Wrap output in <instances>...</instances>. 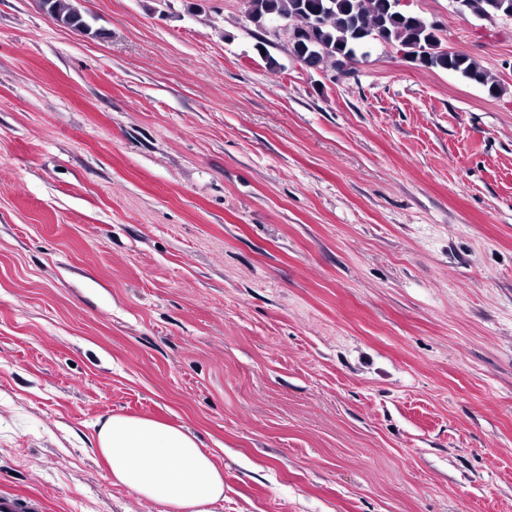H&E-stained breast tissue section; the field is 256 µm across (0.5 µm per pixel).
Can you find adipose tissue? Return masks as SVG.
Segmentation results:
<instances>
[{
    "mask_svg": "<svg viewBox=\"0 0 512 512\" xmlns=\"http://www.w3.org/2000/svg\"><path fill=\"white\" fill-rule=\"evenodd\" d=\"M97 446L113 483L166 512H216L224 475L198 439L148 417L112 416L97 424Z\"/></svg>",
    "mask_w": 512,
    "mask_h": 512,
    "instance_id": "ef3b65f1",
    "label": "adipose tissue"
}]
</instances>
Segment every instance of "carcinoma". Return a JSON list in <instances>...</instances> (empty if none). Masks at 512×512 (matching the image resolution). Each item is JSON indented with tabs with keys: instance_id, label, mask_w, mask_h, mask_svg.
<instances>
[{
	"instance_id": "obj_1",
	"label": "carcinoma",
	"mask_w": 512,
	"mask_h": 512,
	"mask_svg": "<svg viewBox=\"0 0 512 512\" xmlns=\"http://www.w3.org/2000/svg\"><path fill=\"white\" fill-rule=\"evenodd\" d=\"M470 13L494 18L512 17V0H462ZM256 21L287 23L297 30L290 40L293 56L309 67L326 60L342 65L371 40L398 44L402 50L421 57L427 68L461 74L468 81L488 88L498 87L488 73L467 55L448 54L435 48L436 28L419 17L402 12L398 0H246ZM42 8L60 25L86 32L90 27L76 0H41Z\"/></svg>"
}]
</instances>
